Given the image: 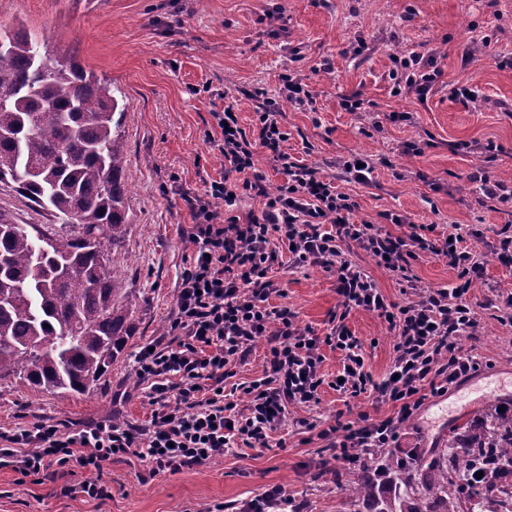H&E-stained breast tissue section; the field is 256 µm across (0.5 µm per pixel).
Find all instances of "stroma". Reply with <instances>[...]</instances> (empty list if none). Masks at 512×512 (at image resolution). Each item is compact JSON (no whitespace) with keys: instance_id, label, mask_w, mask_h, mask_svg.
Listing matches in <instances>:
<instances>
[{"instance_id":"obj_1","label":"stroma","mask_w":512,"mask_h":512,"mask_svg":"<svg viewBox=\"0 0 512 512\" xmlns=\"http://www.w3.org/2000/svg\"><path fill=\"white\" fill-rule=\"evenodd\" d=\"M18 25L38 37L50 56L75 60L110 81L125 103L121 133L130 222L121 275L135 331L88 392L48 393L18 379L0 381L1 427L35 417L84 424L112 415L131 422L150 416L135 383V355L165 333L193 251L186 199L224 174L223 157L205 139L214 128L212 115L235 105L241 127L250 129L256 91L278 98L280 77L291 69L308 84L315 109L283 105L284 148L320 176L335 179L357 204L354 220L400 235L403 227L382 216L409 213L435 225L437 235L463 236L484 261V281L473 294L479 326L459 342L463 353L479 358L478 375L505 383L496 401L512 405V323L488 304L495 295L512 293V266L496 256V231L512 215L479 206L470 180L481 168L512 185V68L501 64L512 56V0H0V28ZM486 35L492 38L487 49L481 46ZM357 45L363 48L358 55ZM430 49L440 52L442 75L426 101L393 96L389 53ZM467 82L480 86L481 100L453 98V89ZM354 92L367 112L342 109V95ZM394 111L409 113L410 121H390ZM490 141L500 148L492 162L448 148L452 142ZM410 142L423 145V152H405ZM353 152L374 162L369 183L343 177L338 169V161ZM346 256L399 305L457 281L447 260L429 254L411 260L405 281L362 249L351 248ZM277 278L283 293L271 296V303L297 312L300 327L321 336L329 332L338 310L335 276L307 265L282 267ZM344 324L361 341L373 380L381 381L395 356L393 333L362 309ZM321 353L327 384L319 404L292 409L279 433L285 447L235 448L202 467L152 479L128 455L107 465L112 496L104 500L61 494L63 484L87 479L79 468L39 485L16 484L13 471L0 469V512H210L220 504L240 512L274 486L287 489L299 512H343L345 495L333 477L340 465L318 432L339 416L378 421L393 408L366 394L352 399L330 388L342 355L326 345ZM469 385L465 379L447 395L428 398L404 424L398 455L444 449L452 430L484 406L480 400L459 402ZM302 419L316 422V430L300 429Z\"/></svg>"}]
</instances>
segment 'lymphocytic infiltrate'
<instances>
[{
	"instance_id": "lymphocytic-infiltrate-1",
	"label": "lymphocytic infiltrate",
	"mask_w": 512,
	"mask_h": 512,
	"mask_svg": "<svg viewBox=\"0 0 512 512\" xmlns=\"http://www.w3.org/2000/svg\"><path fill=\"white\" fill-rule=\"evenodd\" d=\"M390 60L393 95L426 100L441 75L435 53L394 54ZM279 102L266 99L255 107L253 140L233 106L213 115L224 175L188 199L190 262L181 274L165 335L136 356L135 374L152 408L150 419L87 425L39 420L0 431V468H11L18 483L40 484L77 467L89 472V479L63 486V493L103 499L111 494L102 478L105 463L128 454L155 477L204 465L234 448L269 447L273 433L287 424L290 407L318 404L326 383L320 371L324 345L343 356L334 390L353 398L372 390L378 401L395 409L377 422L364 415L318 431L336 461L355 465L396 445L401 424L424 401L423 389L444 395L478 369L475 356L457 352L456 339L479 326L471 294L483 280V262L458 235L423 234L408 213L386 216L390 223L408 226L401 236L354 222L351 196L285 151L288 134ZM260 149L284 176L272 191L255 166ZM248 198L260 199L262 209L239 218L235 211ZM347 245L370 253L400 278L419 254L447 258L457 282L429 289L407 305L389 302L375 281L345 258ZM285 263L334 274L341 316L363 309L386 323L396 336L388 378L373 382L361 342L345 325L321 337L300 328L291 309L270 305V296L280 291L275 272ZM261 337L267 340L262 377L235 383L236 364Z\"/></svg>"
}]
</instances>
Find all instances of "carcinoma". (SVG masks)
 I'll list each match as a JSON object with an SVG mask.
<instances>
[{
  "mask_svg": "<svg viewBox=\"0 0 512 512\" xmlns=\"http://www.w3.org/2000/svg\"><path fill=\"white\" fill-rule=\"evenodd\" d=\"M41 48L21 26L0 30V189L59 224H21L0 206V379L83 393L135 330L118 253L129 223L123 108L112 84ZM476 467L486 473L477 485ZM367 471L347 496L369 495L377 479L402 492L374 512H460L466 488V512H485L480 490L512 474V412L490 405L448 452L407 461L380 451Z\"/></svg>",
  "mask_w": 512,
  "mask_h": 512,
  "instance_id": "carcinoma-1",
  "label": "carcinoma"
}]
</instances>
